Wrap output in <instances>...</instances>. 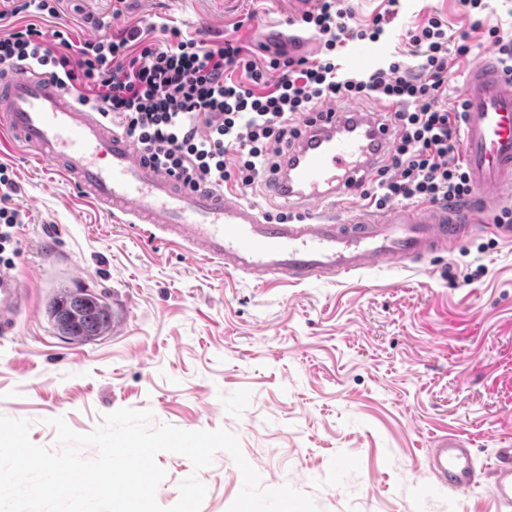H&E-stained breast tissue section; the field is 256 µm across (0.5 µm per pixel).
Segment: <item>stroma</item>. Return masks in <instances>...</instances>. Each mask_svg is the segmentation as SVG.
I'll use <instances>...</instances> for the list:
<instances>
[{
    "label": "stroma",
    "instance_id": "35a3bbf8",
    "mask_svg": "<svg viewBox=\"0 0 512 512\" xmlns=\"http://www.w3.org/2000/svg\"><path fill=\"white\" fill-rule=\"evenodd\" d=\"M60 0L40 18L45 32L74 42L137 24L180 28L205 46L233 40L254 58L275 52L316 59L317 37L291 18L317 0ZM389 34L349 41L344 70H372L393 53L407 67L404 33L430 17L448 34L469 32L471 52L451 57L448 100L461 99L469 67L491 47L459 0H400ZM0 164L15 174L10 202L22 213L14 267L34 306L14 334L0 335V416L26 419L35 445L58 450L51 421L93 431L103 414L151 410L155 424L235 434L263 487L290 485L323 512H498L486 483L438 487L427 447L454 432L488 472L496 449L512 444V229L476 222L452 253L361 276L304 285H260L217 263L145 236L82 199L74 182L13 148ZM90 274L92 293L127 305L126 330L80 343L59 335L46 310L71 261ZM157 501L169 507L197 475L201 512H227L243 481L232 457L217 452L194 470L163 452Z\"/></svg>",
    "mask_w": 512,
    "mask_h": 512
}]
</instances>
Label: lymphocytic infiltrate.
Wrapping results in <instances>:
<instances>
[{
    "label": "lymphocytic infiltrate",
    "mask_w": 512,
    "mask_h": 512,
    "mask_svg": "<svg viewBox=\"0 0 512 512\" xmlns=\"http://www.w3.org/2000/svg\"><path fill=\"white\" fill-rule=\"evenodd\" d=\"M12 15L31 21L0 37V67L47 69L58 84L77 90L79 102L95 105L101 118L128 132L143 158L189 187L245 193L273 186L281 152L299 134L298 124L315 105L336 99L394 103L389 120L393 148L373 185L361 192L368 207L396 201L442 205L474 193L460 158L462 104L448 102V30L437 17L404 34L421 62L403 61L367 73L343 71L336 53L347 41H378L387 15L352 26L345 0H319L303 13L302 29L322 41V57L277 54L257 61L228 40L208 48L163 26V43L152 27L71 46L69 33H46L36 20L56 15L59 0H11ZM18 184L0 164V268L19 255L20 213L9 202Z\"/></svg>",
    "instance_id": "lymphocytic-infiltrate-1"
}]
</instances>
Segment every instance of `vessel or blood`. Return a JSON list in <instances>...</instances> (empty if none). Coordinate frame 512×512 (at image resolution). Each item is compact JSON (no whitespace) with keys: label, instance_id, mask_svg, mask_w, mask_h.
I'll return each instance as SVG.
<instances>
[{"label":"vessel or blood","instance_id":"b4317fda","mask_svg":"<svg viewBox=\"0 0 512 512\" xmlns=\"http://www.w3.org/2000/svg\"><path fill=\"white\" fill-rule=\"evenodd\" d=\"M461 97V152L478 194L476 208L413 205L343 219L336 216L338 204L375 179L391 149L393 131L377 111L326 106L304 121L274 190L284 202L314 211L285 221L233 192L180 186L144 160L126 132L81 105L74 91L29 68L0 72V129L10 142L74 177L83 198L150 225L159 240L182 245L230 274L298 285L452 251L474 216L512 202V82L494 54L469 69ZM28 306L17 277L1 272L0 333L13 331ZM427 456L430 476L441 487L467 488L480 479L460 435H437ZM495 458L488 487L512 512V446L496 449Z\"/></svg>","mask_w":512,"mask_h":512}]
</instances>
